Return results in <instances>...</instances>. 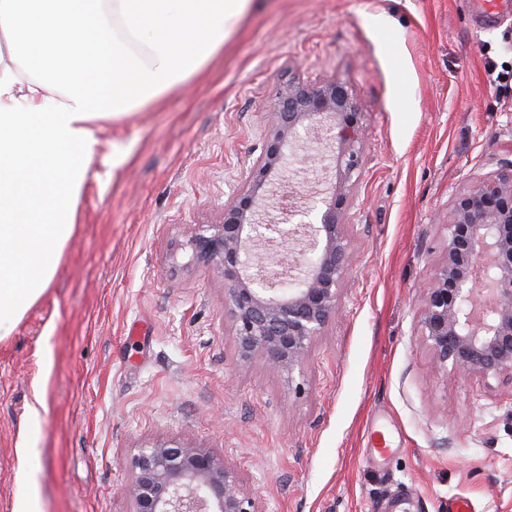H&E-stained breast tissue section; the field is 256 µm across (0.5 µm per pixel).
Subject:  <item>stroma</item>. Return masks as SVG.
<instances>
[{
  "instance_id": "obj_1",
  "label": "stroma",
  "mask_w": 512,
  "mask_h": 512,
  "mask_svg": "<svg viewBox=\"0 0 512 512\" xmlns=\"http://www.w3.org/2000/svg\"><path fill=\"white\" fill-rule=\"evenodd\" d=\"M490 59L512 64V8L485 31L474 0H267L205 78L107 129L51 287L0 342V512L26 484L38 512H134L132 459L173 443L228 462L257 512H445L452 496L512 512V379L452 376L419 323L453 194L512 160ZM291 72L351 86L364 161L338 312L287 374L240 360L192 240L263 152ZM114 140L133 147L118 168ZM336 150L300 129L262 190L304 267L289 232L318 223Z\"/></svg>"
}]
</instances>
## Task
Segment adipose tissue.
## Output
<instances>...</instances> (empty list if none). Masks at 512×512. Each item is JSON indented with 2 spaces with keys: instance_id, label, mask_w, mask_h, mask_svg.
I'll use <instances>...</instances> for the list:
<instances>
[{
  "instance_id": "adipose-tissue-1",
  "label": "adipose tissue",
  "mask_w": 512,
  "mask_h": 512,
  "mask_svg": "<svg viewBox=\"0 0 512 512\" xmlns=\"http://www.w3.org/2000/svg\"><path fill=\"white\" fill-rule=\"evenodd\" d=\"M254 0H0V341L51 287L106 128L202 78Z\"/></svg>"
}]
</instances>
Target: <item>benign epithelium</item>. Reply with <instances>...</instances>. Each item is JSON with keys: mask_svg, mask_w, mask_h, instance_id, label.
<instances>
[{"mask_svg": "<svg viewBox=\"0 0 512 512\" xmlns=\"http://www.w3.org/2000/svg\"><path fill=\"white\" fill-rule=\"evenodd\" d=\"M273 108L266 149L224 207L222 222L210 225V235L196 236L194 247L224 279V305L235 321L241 359L260 353L273 369L291 373L339 307L350 261L351 179L363 163L362 126L351 86L334 78L308 84L290 73L276 89ZM306 121L328 122L338 146L337 182L320 226L301 224L292 231L311 237L310 248L319 252L301 287L286 293L276 275L245 274L243 256L255 243L276 245L273 237L252 236L258 232L259 190L283 159L288 138ZM448 229L420 316L422 335L440 366L512 377V161L454 195ZM133 467L134 512H256L240 492L234 469L201 448L157 445Z\"/></svg>", "mask_w": 512, "mask_h": 512, "instance_id": "benign-epithelium-1", "label": "benign epithelium"}]
</instances>
